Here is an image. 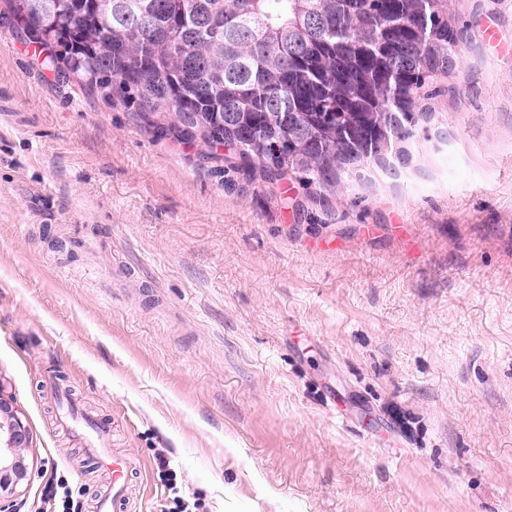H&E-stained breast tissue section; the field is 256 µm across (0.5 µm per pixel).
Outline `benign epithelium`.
Wrapping results in <instances>:
<instances>
[{
  "label": "benign epithelium",
  "mask_w": 512,
  "mask_h": 512,
  "mask_svg": "<svg viewBox=\"0 0 512 512\" xmlns=\"http://www.w3.org/2000/svg\"><path fill=\"white\" fill-rule=\"evenodd\" d=\"M31 442L25 415L13 399L0 393V512H20L19 487L28 475L20 450Z\"/></svg>",
  "instance_id": "benign-epithelium-1"
}]
</instances>
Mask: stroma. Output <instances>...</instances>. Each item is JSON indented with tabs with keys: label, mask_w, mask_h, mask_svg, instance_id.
<instances>
[{
	"label": "stroma",
	"mask_w": 512,
	"mask_h": 512,
	"mask_svg": "<svg viewBox=\"0 0 512 512\" xmlns=\"http://www.w3.org/2000/svg\"><path fill=\"white\" fill-rule=\"evenodd\" d=\"M463 44L410 164L346 195L249 176L58 82L0 0V393L22 512L133 460L130 512H512V0ZM170 462L168 490L157 468ZM31 433L26 417L12 398L0 393V511L20 512L18 488L26 480L28 468L20 453L30 448Z\"/></svg>",
	"instance_id": "1"
}]
</instances>
